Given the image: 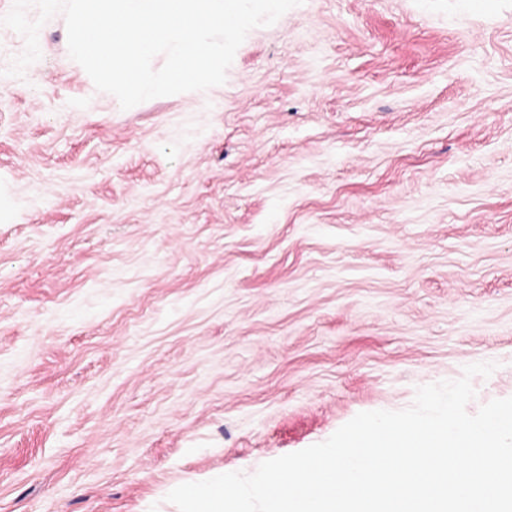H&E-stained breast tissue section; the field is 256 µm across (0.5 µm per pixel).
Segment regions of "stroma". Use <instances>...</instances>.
I'll return each mask as SVG.
<instances>
[{
	"label": "stroma",
	"mask_w": 512,
	"mask_h": 512,
	"mask_svg": "<svg viewBox=\"0 0 512 512\" xmlns=\"http://www.w3.org/2000/svg\"><path fill=\"white\" fill-rule=\"evenodd\" d=\"M0 26V512H178L418 386L512 397V0H304L121 109Z\"/></svg>",
	"instance_id": "obj_1"
}]
</instances>
